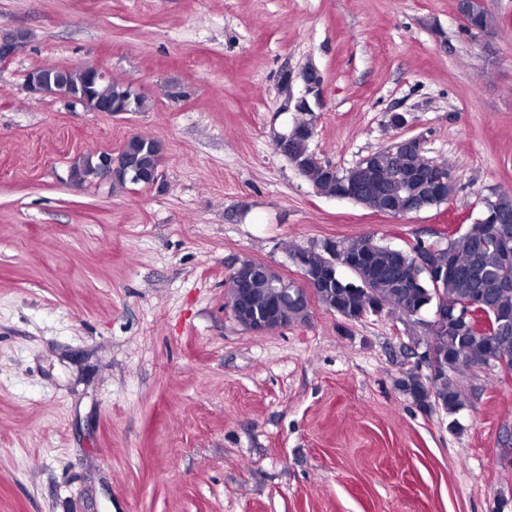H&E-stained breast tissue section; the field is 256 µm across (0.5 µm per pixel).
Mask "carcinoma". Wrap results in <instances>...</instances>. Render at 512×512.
<instances>
[{"label":"carcinoma","instance_id":"obj_1","mask_svg":"<svg viewBox=\"0 0 512 512\" xmlns=\"http://www.w3.org/2000/svg\"><path fill=\"white\" fill-rule=\"evenodd\" d=\"M42 73L50 78H65L71 92L80 96L87 92L94 98L112 104L114 110L131 104L135 112L146 108L144 97L132 90L131 86L110 79L98 80L85 66L73 68H44ZM123 156L128 164L136 167L160 165L161 144L154 138L141 134L130 136L123 144ZM310 137L295 129L287 147V159L300 173L319 190L333 197L348 196L349 188L357 185L361 193L372 195V209L396 207L398 186L406 183L409 171L424 166V154H401L385 148L379 150L355 166L334 175L329 174L310 159ZM97 158L86 155L78 158L69 170V180L82 185L97 179ZM423 245L417 240L407 249L392 248L378 243L374 237L366 236L348 243L327 241L321 246L307 248L305 260L309 267L320 269L321 256L328 248L346 258L361 260L360 278L370 282L374 294L367 295L352 286L350 281L336 275L329 277L326 288L322 289L321 304L330 313L353 321L359 314L374 306L386 307L399 316L412 317L436 298L455 304L480 300L489 306L497 319L492 330L485 334L473 331L448 329L430 337L440 360L446 367L434 378H421L413 373L402 379L400 389L414 402L426 394L431 395L448 414L456 413L462 405L459 378L476 364L490 356L512 362V289L501 290L490 287L498 276L512 277V269L502 262L503 244L494 239L489 225L475 220L458 231L444 247H438L436 283L420 273L415 264V252ZM245 265L252 268L249 287L258 295L275 287L280 273L271 265L251 260ZM303 304L288 298V305L281 312L288 323L302 322Z\"/></svg>","mask_w":512,"mask_h":512}]
</instances>
